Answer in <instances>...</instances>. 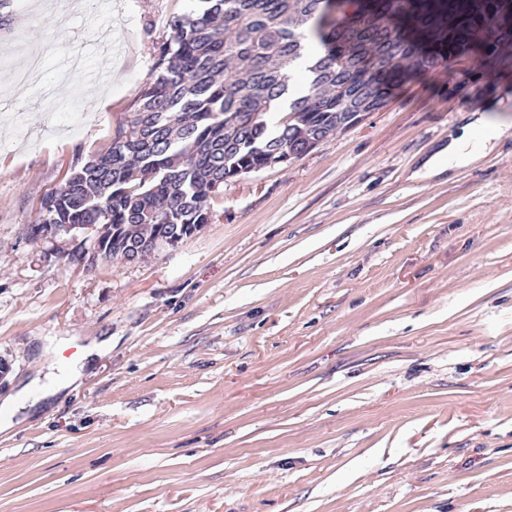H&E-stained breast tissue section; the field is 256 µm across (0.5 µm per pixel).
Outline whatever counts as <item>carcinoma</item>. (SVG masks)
I'll list each match as a JSON object with an SVG mask.
<instances>
[{
	"instance_id": "carcinoma-1",
	"label": "carcinoma",
	"mask_w": 512,
	"mask_h": 512,
	"mask_svg": "<svg viewBox=\"0 0 512 512\" xmlns=\"http://www.w3.org/2000/svg\"><path fill=\"white\" fill-rule=\"evenodd\" d=\"M172 13L156 53V77L136 100L125 135L74 166L41 198L37 224H83L100 250L89 260L138 259L167 238L212 220L224 179L264 169L267 152H296L349 129L351 117L391 100L417 73L447 67L481 40L491 68L512 59V0H195ZM306 92L277 129L265 114L287 92L310 46Z\"/></svg>"
}]
</instances>
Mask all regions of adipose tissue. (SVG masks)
I'll return each instance as SVG.
<instances>
[{"label": "adipose tissue", "instance_id": "1", "mask_svg": "<svg viewBox=\"0 0 512 512\" xmlns=\"http://www.w3.org/2000/svg\"><path fill=\"white\" fill-rule=\"evenodd\" d=\"M511 130L512 125L504 121L491 123L485 119L479 120L477 127L466 128L460 136L451 138L447 147L427 162L423 169L419 170L418 175L422 178H429L440 174L445 171V163L449 160L458 165L472 163L480 157L486 142L499 138ZM111 345L112 341L108 338L93 341L84 348L80 358L68 362L59 374L51 376L48 385L41 387L40 391L35 392L29 388L22 389L12 399L9 416L0 419V431L12 427L15 417L33 406L37 396L45 397L70 387L80 378L87 359L109 349Z\"/></svg>", "mask_w": 512, "mask_h": 512}]
</instances>
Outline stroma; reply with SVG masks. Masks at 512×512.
<instances>
[{
    "label": "stroma",
    "mask_w": 512,
    "mask_h": 512,
    "mask_svg": "<svg viewBox=\"0 0 512 512\" xmlns=\"http://www.w3.org/2000/svg\"><path fill=\"white\" fill-rule=\"evenodd\" d=\"M0 0V53L46 84L0 108V403L108 336L0 432V512H512V136L416 172L512 95L474 49L296 162L225 183L210 224L144 261L31 241L41 197L107 150L189 0ZM70 340L63 359L44 337Z\"/></svg>",
    "instance_id": "stroma-1"
}]
</instances>
